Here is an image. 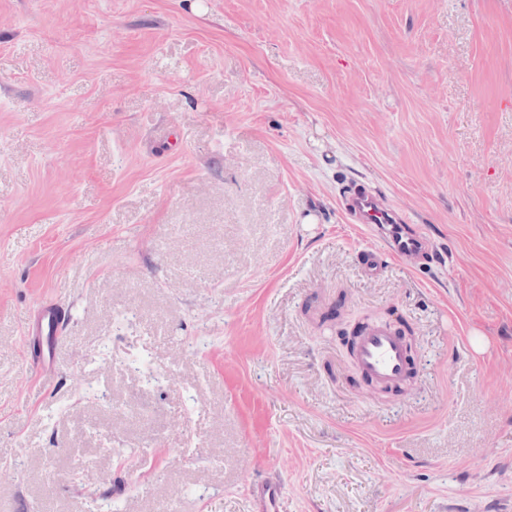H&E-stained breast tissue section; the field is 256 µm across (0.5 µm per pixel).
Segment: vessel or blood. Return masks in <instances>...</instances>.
<instances>
[{
	"label": "vessel or blood",
	"mask_w": 512,
	"mask_h": 512,
	"mask_svg": "<svg viewBox=\"0 0 512 512\" xmlns=\"http://www.w3.org/2000/svg\"><path fill=\"white\" fill-rule=\"evenodd\" d=\"M342 205L352 223L369 228L383 244L382 254L368 253L366 267L375 274L382 267V256L422 266L434 253L430 238L399 212L385 207L376 194L352 184L342 195ZM70 323V313L54 301L38 303L31 311L25 333L39 353L35 368L40 375L53 371L55 344ZM353 361L364 379L384 388L401 387L417 370L407 341L387 323L361 327L353 351ZM251 512H280V488L276 480L257 482L252 489Z\"/></svg>",
	"instance_id": "vessel-or-blood-1"
}]
</instances>
